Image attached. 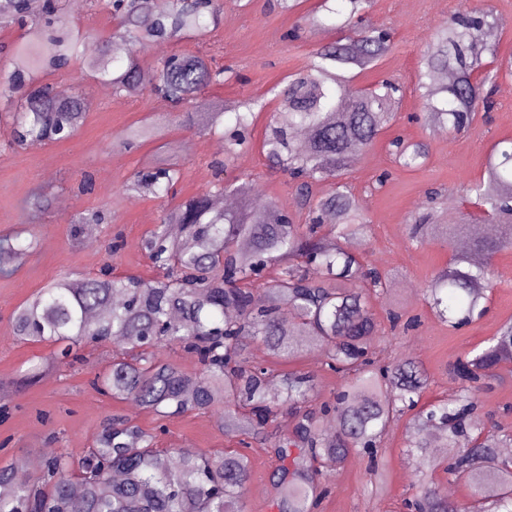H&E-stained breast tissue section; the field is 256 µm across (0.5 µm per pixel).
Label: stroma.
I'll list each match as a JSON object with an SVG mask.
<instances>
[{
    "label": "stroma",
    "instance_id": "stroma-1",
    "mask_svg": "<svg viewBox=\"0 0 512 512\" xmlns=\"http://www.w3.org/2000/svg\"><path fill=\"white\" fill-rule=\"evenodd\" d=\"M475 6L493 9L498 21V53L512 56V0H374L365 23L390 29L392 48L376 66L357 72L354 78L355 83L370 85L390 77L405 89L401 120L384 130L345 178L372 221L371 232L361 238L357 252L388 278V292L374 300L373 311L382 321V334L390 340L392 350L416 358L426 369L430 381L422 397L426 404L447 398L454 383L448 372L450 363L470 350L483 348L512 321V250L499 251L493 257L494 286L488 293L485 315L455 330L434 316L422 294L426 282L447 264L448 248L439 242L414 244L408 229L412 215L424 207L426 193L432 189L440 192L436 202L440 221H447L449 212H462L461 187L482 177L496 141L512 138V77L498 80L493 93L495 108L489 118H477L468 132L457 138L426 134L420 123L406 119L407 114L421 110L417 62L433 28ZM220 9L218 24L206 35L183 38L168 50L198 52L212 66L224 68L223 84L208 88L205 97L229 108L264 95L274 84L287 83L305 68L313 49L336 38L335 32L328 31L285 40L298 16L277 8L274 0H221ZM67 11L71 23L87 31L93 43L112 33L115 26L111 13L91 6L89 0H69ZM165 51L146 46L138 55L158 62ZM267 122V113H260L250 132V149L220 171L214 167L224 157L216 149L220 136L199 133L176 119L170 107L145 93L99 99L87 109L85 121L73 137L36 149L11 145L8 131L0 128V236L24 231L30 195L41 192L51 202L37 221L36 248L26 252L24 260H12L11 275L0 276V333L10 335L9 340L0 342V379L17 377L53 354V346L25 342L11 334L15 310L50 282L93 275L107 263L116 276L156 278L142 242L159 224L162 203L150 196L128 194L126 186L137 171L159 164L179 165L182 178L173 190L178 200L218 181L249 179L264 201L277 202L282 209L297 213V198L287 177L271 173L261 152ZM144 123L162 125L163 139L133 149L121 146L124 130ZM397 136L412 141L429 139L430 155L423 168L405 171L394 166L387 143ZM385 171L391 172V179L378 184V176ZM86 177L91 178L92 188L83 193L79 185ZM97 210L110 213L112 221L96 225L98 245L91 250L73 239L71 222L78 214ZM116 237L122 240L121 249L107 254L108 243ZM390 309L418 316L419 327L407 333L391 330L385 320ZM117 350L110 342L88 346L74 368H53L36 384L1 400L0 408L7 415L0 419V465L19 457L38 459L50 452L81 454L92 445L106 419L120 417L155 435L160 448L178 451L188 444L195 452L214 453L237 447V438L224 433L216 412L162 417L97 391L91 381ZM502 375L503 382L483 391L481 398L494 423L512 431V363L504 364ZM405 435L406 423L401 420L384 436L386 487L381 497L369 496V461L354 453L328 479L317 512H403V499L415 483L414 460L406 449ZM246 453L251 461L247 510L275 512L278 490L272 473L277 462L257 443Z\"/></svg>",
    "mask_w": 512,
    "mask_h": 512
}]
</instances>
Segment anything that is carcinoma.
Returning a JSON list of instances; mask_svg holds the SVG:
<instances>
[{
  "instance_id": "cac0c4a2",
  "label": "carcinoma",
  "mask_w": 512,
  "mask_h": 512,
  "mask_svg": "<svg viewBox=\"0 0 512 512\" xmlns=\"http://www.w3.org/2000/svg\"><path fill=\"white\" fill-rule=\"evenodd\" d=\"M373 0H320L317 9L300 16L312 33L334 29L337 40L313 50L305 70L287 88L269 94L284 109L270 116L263 151L270 164L297 183L305 222L269 203L262 209L243 206L218 211L212 197L232 190L243 198L250 183L219 181L210 190L165 209L160 224L144 240V250L159 271L155 280L134 276H86L56 280L27 300L13 316L17 336L51 343L73 360L89 343L110 340L122 347L109 368L93 380L106 396L128 401L164 416L193 410L220 414L225 433L245 447L258 440L280 462L276 512H312L322 483L353 452L371 460V494L384 490L380 460L390 425L414 412L407 426L406 447L416 459L419 479L406 501L410 512H512V462L500 449L512 447V434L485 428L479 393L483 381L512 361V323L504 325L483 349L457 358L449 374L459 385L451 401L426 407L419 402L429 384L420 363L409 356L378 359L380 326L373 299L386 291L385 276L344 243L370 232L358 198L343 181L357 160L395 119L399 106L393 80L384 78L359 94H348L350 71L375 65L391 47L392 32L359 26ZM219 0H159L148 14L140 0H124L115 16L116 29L100 41L88 67L93 76L119 96L147 91L172 107L192 102L224 82V69L188 53L165 57L159 69H140L136 49L163 48L189 33L218 23ZM28 22L33 42L13 45L9 68L0 73V125L13 143L54 142L82 124V98H61L43 82L84 58L86 33L71 25L63 0H0V24ZM497 21L489 9H463L437 27L418 62L423 120L429 130L454 137L468 130L478 112L493 110L485 86L501 70L512 76V58L497 62ZM253 99L245 111L233 112L224 136V163L250 143ZM199 119L188 121L205 134H216L227 111L201 103ZM163 131L152 124L128 127L121 144L156 140ZM396 166L423 167L430 154L425 139L390 143ZM176 167L138 171L127 191L168 196L180 179ZM465 200L476 213H464L458 224H434L425 218L411 225V238L422 245L440 240L453 245L468 236L473 248L490 257L512 249V138L493 144L483 176L468 184ZM111 220L103 211L72 221L73 233L88 224ZM496 224L487 238L477 224ZM33 241L0 238V273H9L13 255ZM491 264L476 265L452 253L448 266L423 288V297L438 320L461 329L486 312L485 290L492 288ZM266 300L255 301L257 291ZM255 338L276 358H290L305 348L324 356L327 371L344 384L319 412L307 410L315 397L313 376L300 371L279 373L247 364L244 341ZM176 346L197 358L200 369L186 373L160 364L154 350ZM276 382L272 394L268 386ZM293 418L287 434L269 430L278 413ZM452 448L448 456L440 449ZM165 450L155 436L123 419H109L95 444L83 454L48 453L37 478L23 461L0 466V512H246L250 480L248 457L238 449L220 454L180 456L162 464ZM441 471L463 478L470 493L448 498V488L434 478Z\"/></svg>"
}]
</instances>
